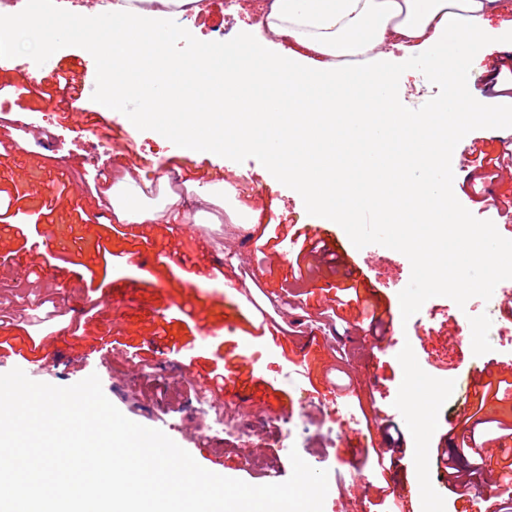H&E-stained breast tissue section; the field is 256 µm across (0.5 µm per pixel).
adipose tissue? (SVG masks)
Returning a JSON list of instances; mask_svg holds the SVG:
<instances>
[{
  "label": "adipose tissue",
  "instance_id": "obj_1",
  "mask_svg": "<svg viewBox=\"0 0 512 512\" xmlns=\"http://www.w3.org/2000/svg\"><path fill=\"white\" fill-rule=\"evenodd\" d=\"M152 2L145 8L141 0H127L122 10L104 12L69 11L56 0H31L26 18L0 14V54L12 50L26 32L38 37L42 55L56 41L78 38L88 55L112 70L104 83L109 102L129 94L127 74H140L149 85L144 109L132 115V122L148 118L168 124L186 154L261 150L272 170L306 191L314 211L341 224L353 223L358 187L377 181L378 175L368 166L354 174L328 168L327 147L334 139L358 140L360 130L374 129L376 116H394L399 136L415 141L417 149L395 165L388 188L399 205L394 211L383 210L382 219L400 245L414 253L427 286L477 291L490 276L512 277L511 253L478 256L480 277L458 275L456 257L448 250V231L458 219L433 202V174L448 164L445 147L457 112L440 106L398 112L394 99L380 92L390 82V72L375 67L370 57L392 38L411 61L446 78L449 71L477 60L491 40L512 46V29L498 34L490 27L502 0H271L261 20L266 35L199 46L177 59L163 45L166 19L186 7L200 12L203 0ZM270 34L289 38L315 55L313 77L320 94L307 92L292 75L294 55L265 50ZM217 66L226 68L227 79L212 84L206 95L175 105L176 78ZM245 82L257 85V92L243 94ZM282 100L286 108L275 110ZM228 104L235 110L231 119L224 112ZM417 170L423 171V179H413ZM137 173V168L124 167L112 176L107 199L119 222L143 224L167 215L183 224L196 215L218 223V216L208 211L218 202L214 194L182 196L167 188L163 176L158 179L159 206L133 204Z\"/></svg>",
  "mask_w": 512,
  "mask_h": 512
}]
</instances>
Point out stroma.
<instances>
[{"label":"stroma","instance_id":"1","mask_svg":"<svg viewBox=\"0 0 512 512\" xmlns=\"http://www.w3.org/2000/svg\"><path fill=\"white\" fill-rule=\"evenodd\" d=\"M267 2L209 0L184 37L206 46L240 40ZM183 39L169 38L171 56L184 51ZM15 55V66L0 69V86H23L27 93L0 97V118L24 114L37 129L22 140L0 126V208L9 213L0 221V285L21 288L16 297L0 293V373L17 367L57 386L98 374L105 395L127 418L164 431L182 426L176 442L199 465L252 485L290 477L282 436L292 433L300 456L329 472L327 512H375L386 490L416 481L423 471L441 512H486L488 495L462 499L446 489L436 450L469 404L470 368L493 364L494 378L512 383V351L487 331L502 321L500 303L464 310L448 293L426 287L412 254L394 239L374 253L364 248L359 225H334L366 279L403 311L385 335H373L363 313L372 301L366 296L361 305L343 304L342 273L297 260L290 242L259 245L265 225L303 229L310 214L306 197L269 171L264 152L204 155L187 166L165 125L152 122L129 134L127 120L138 110L143 85L119 110L106 106L103 69L78 39L58 42L37 62L25 50ZM72 62L84 65L95 91L66 120L45 93L54 72ZM384 62L393 75L385 92L399 112L435 104L454 109L453 83L512 113L510 80L488 89L466 65L438 79L398 51ZM411 147L382 119L368 140L337 149L336 163L367 159L385 178L393 156ZM125 165L152 182L163 175L181 185L195 180L205 189L229 182L222 223L178 231L163 222L117 223L104 197L112 180L102 170ZM450 190L463 223L495 225L486 252L512 249V177L477 183L462 171ZM208 251L220 271L196 276V262ZM127 288L135 289L133 299L124 296ZM473 326L482 332L470 346L461 334ZM219 367L253 380L254 398L240 414L255 426L254 452L263 469L245 462L232 435L197 431L204 406L192 376ZM414 375L437 389L432 419L420 430L409 426L402 404ZM329 392L335 405H322ZM351 413L357 416L353 425ZM478 419L475 435L494 455L481 464L462 454L457 461L486 479L498 475L507 454L499 437L512 427V397L491 401ZM390 425L399 427L403 451L382 473L369 448Z\"/></svg>","mask_w":512,"mask_h":512}]
</instances>
